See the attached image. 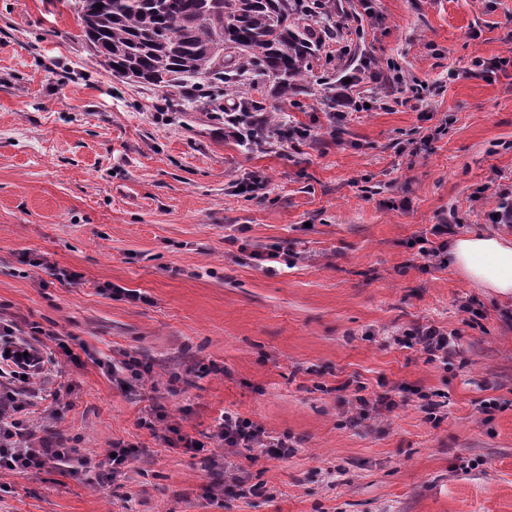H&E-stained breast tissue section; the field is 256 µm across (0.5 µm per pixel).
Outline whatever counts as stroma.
<instances>
[{
  "instance_id": "obj_1",
  "label": "stroma",
  "mask_w": 512,
  "mask_h": 512,
  "mask_svg": "<svg viewBox=\"0 0 512 512\" xmlns=\"http://www.w3.org/2000/svg\"><path fill=\"white\" fill-rule=\"evenodd\" d=\"M76 3L0 0V318L72 349L59 406L29 420L90 466L0 477V512H512V298L419 251L436 224L512 238L487 218L512 199V68L472 65L512 55V0H340L318 64L336 102L267 97L311 136L252 150L203 79L166 91L98 65ZM367 62L399 82L342 83ZM349 96L377 105L332 138ZM280 246L290 265L249 257ZM418 323L457 331L447 361L394 342ZM129 356L150 367L131 389L97 365ZM385 385L397 407L346 426ZM159 405L200 441L229 408L295 451L230 448L225 474L139 427ZM117 441L136 454L114 476ZM232 475L262 493L225 495Z\"/></svg>"
}]
</instances>
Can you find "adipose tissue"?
I'll return each instance as SVG.
<instances>
[{
    "mask_svg": "<svg viewBox=\"0 0 512 512\" xmlns=\"http://www.w3.org/2000/svg\"><path fill=\"white\" fill-rule=\"evenodd\" d=\"M448 262L499 297L512 296V240L489 234L454 238L448 245Z\"/></svg>",
    "mask_w": 512,
    "mask_h": 512,
    "instance_id": "ef3b65f1",
    "label": "adipose tissue"
}]
</instances>
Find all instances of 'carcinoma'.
<instances>
[{
  "mask_svg": "<svg viewBox=\"0 0 512 512\" xmlns=\"http://www.w3.org/2000/svg\"><path fill=\"white\" fill-rule=\"evenodd\" d=\"M102 8H97V5ZM82 33L118 78L168 88L193 75L210 78L207 99L232 100L245 148L283 130L257 121L267 111L261 82L283 100L314 76L323 34L304 25L330 21L335 0H79Z\"/></svg>",
  "mask_w": 512,
  "mask_h": 512,
  "instance_id": "obj_1",
  "label": "carcinoma"
}]
</instances>
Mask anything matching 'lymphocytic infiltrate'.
<instances>
[{
    "instance_id": "obj_1",
    "label": "lymphocytic infiltrate",
    "mask_w": 512,
    "mask_h": 512,
    "mask_svg": "<svg viewBox=\"0 0 512 512\" xmlns=\"http://www.w3.org/2000/svg\"><path fill=\"white\" fill-rule=\"evenodd\" d=\"M456 333L433 324H420L404 330L401 343L419 347L429 359H447L455 347ZM65 343L45 348L34 337L21 336L15 324L0 322V472L23 474L51 464L69 474H76L75 451L35 445L27 420V410L35 400H47L48 384L58 374ZM227 448H253L260 455L285 458L292 448L287 438L272 436L264 428L224 412L211 435Z\"/></svg>"
}]
</instances>
